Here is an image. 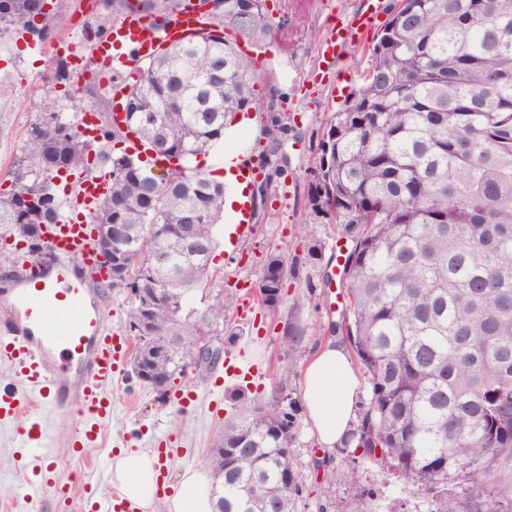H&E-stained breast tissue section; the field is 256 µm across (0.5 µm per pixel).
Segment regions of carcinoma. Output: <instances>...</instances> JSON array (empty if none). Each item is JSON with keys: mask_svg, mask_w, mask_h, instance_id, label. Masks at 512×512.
Returning <instances> with one entry per match:
<instances>
[{"mask_svg": "<svg viewBox=\"0 0 512 512\" xmlns=\"http://www.w3.org/2000/svg\"><path fill=\"white\" fill-rule=\"evenodd\" d=\"M43 0H7L0 33L33 23ZM214 31L194 43L158 46L113 90L154 121L132 130L146 150L162 141L177 169L155 172L103 117L98 163L110 186L91 223L116 224L109 248L125 256L131 287L161 291L147 341L158 349L154 379L171 386L193 362L190 342L234 304L219 288L205 310L188 306L208 279L224 212V182L196 164L224 138L228 119L257 105L255 60L223 33L252 45L272 39L265 0H220ZM497 0H400L372 48L365 85L336 113L320 145L306 207L353 234L344 264L346 336L370 385L368 406L345 447L386 467L426 497L427 512H512V13ZM192 0H112L159 30ZM224 68V82L210 74ZM29 130L26 175L0 193V252L39 245L33 224H55L60 160L88 171L91 144L48 94ZM49 190L34 211L22 195ZM191 228L181 234L183 225ZM192 288L184 292L178 283ZM298 418L277 398L224 426L225 454L203 460L217 512H293L301 473L287 449ZM466 490L448 500L444 486Z\"/></svg>", "mask_w": 512, "mask_h": 512, "instance_id": "obj_1", "label": "carcinoma"}]
</instances>
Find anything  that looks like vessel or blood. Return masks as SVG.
<instances>
[{
	"instance_id": "1",
	"label": "vessel or blood",
	"mask_w": 512,
	"mask_h": 512,
	"mask_svg": "<svg viewBox=\"0 0 512 512\" xmlns=\"http://www.w3.org/2000/svg\"><path fill=\"white\" fill-rule=\"evenodd\" d=\"M356 25L337 27L325 54L340 56L362 28L373 24L385 0H366ZM201 18L181 15L170 30L155 31L147 19L131 14L97 40L98 60L113 69L127 68L152 55L160 41H173L197 29ZM106 180L85 181L65 220L45 225L42 245L49 262L18 263L13 286L0 292V361L10 363L29 397L50 408L74 406L79 421L70 448L93 443L100 421L112 412L110 387L130 352L129 341L112 329V303L99 284L105 270L99 263L96 236L89 222L94 202ZM71 492L52 467L28 478L25 500L37 512L44 499L68 501Z\"/></svg>"
}]
</instances>
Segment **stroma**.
Instances as JSON below:
<instances>
[{"label":"stroma","instance_id":"obj_1","mask_svg":"<svg viewBox=\"0 0 512 512\" xmlns=\"http://www.w3.org/2000/svg\"><path fill=\"white\" fill-rule=\"evenodd\" d=\"M365 0H268L273 22L298 17L299 26L283 28L276 42L254 48L261 74L260 104L253 108L252 125L242 127L210 152L238 150L252 161L265 199L252 212L250 233L237 236L233 246H221L212 264L210 288L224 287L239 297L253 294L263 259L281 255L288 263V280L276 311L254 305L236 306L224 317V357L211 370L188 372L160 394L125 370L112 386V415L99 425L91 451L70 450L76 417L66 408L45 411L48 443L55 450L59 480L96 494L113 491L112 454L117 448L153 451L156 438L170 441L172 457L164 473L167 489H175L182 471L201 466L224 422L242 405L267 401L274 394L301 401L305 357L319 343L345 341L342 318L347 307L345 287L333 279L336 248L348 243L343 225L312 215L305 207L314 183L320 143L329 123L352 101L370 65V48L383 28L375 23L348 44L334 74L321 79L319 55L336 25L347 23L364 9ZM65 24L46 39L16 32L0 35V192L9 191L18 170L27 134L41 113L47 92H55L58 109L71 122H80L87 103L97 101L107 113L113 97L112 73L90 57L93 35L122 19L112 0H60ZM72 44L80 54L69 57L71 77L65 87L49 83L60 46ZM279 113L285 134L267 133L271 113ZM322 244L317 263L306 262L310 240ZM210 288L195 290L190 305L204 310ZM304 332L301 354L282 345L286 326ZM193 392L195 401L183 407L180 391ZM21 410L0 422V512H24L22 487L32 470L42 467L38 453L21 448L18 429L28 424L32 401L18 390ZM291 463L303 475L294 512H387L399 502L403 512H427L428 504L411 494L389 470L354 458L348 449L319 447L309 430L307 414H300ZM334 470L335 479L324 477Z\"/></svg>","mask_w":512,"mask_h":512}]
</instances>
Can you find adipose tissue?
<instances>
[{
	"label": "adipose tissue",
	"instance_id": "adipose-tissue-1",
	"mask_svg": "<svg viewBox=\"0 0 512 512\" xmlns=\"http://www.w3.org/2000/svg\"><path fill=\"white\" fill-rule=\"evenodd\" d=\"M359 382L342 344L328 341L316 346L303 370L302 399L310 432L327 449L342 444L356 416ZM112 482L144 512H214L207 470L183 471L177 489L168 496L157 492L153 455L127 449L113 463Z\"/></svg>",
	"mask_w": 512,
	"mask_h": 512
}]
</instances>
